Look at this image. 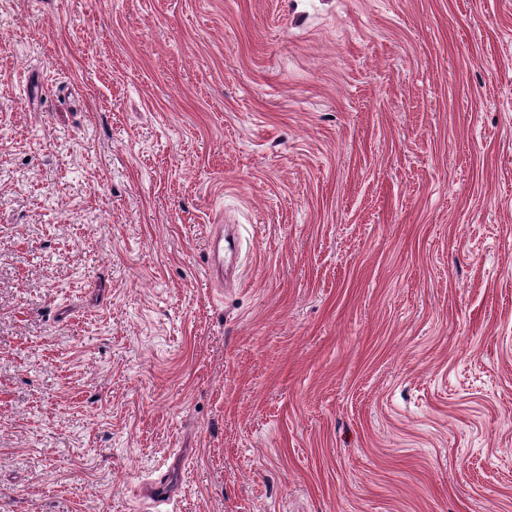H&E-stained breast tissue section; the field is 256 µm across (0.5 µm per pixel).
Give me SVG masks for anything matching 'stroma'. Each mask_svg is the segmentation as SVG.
<instances>
[{
	"mask_svg": "<svg viewBox=\"0 0 512 512\" xmlns=\"http://www.w3.org/2000/svg\"><path fill=\"white\" fill-rule=\"evenodd\" d=\"M0 512H512V0H0ZM234 247V240L229 239L223 234H214L209 242V254L207 263L212 272L216 274L224 273V251Z\"/></svg>",
	"mask_w": 512,
	"mask_h": 512,
	"instance_id": "1",
	"label": "stroma"
}]
</instances>
